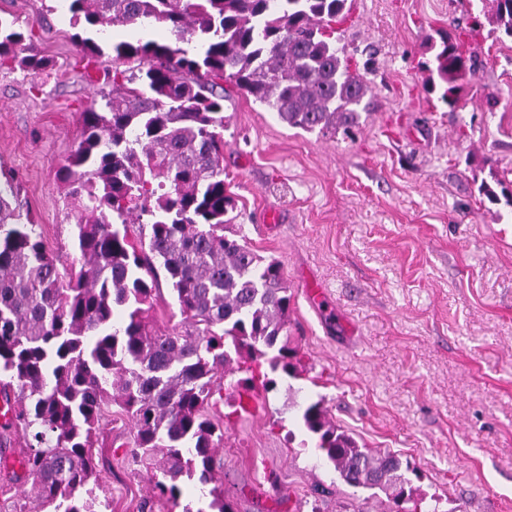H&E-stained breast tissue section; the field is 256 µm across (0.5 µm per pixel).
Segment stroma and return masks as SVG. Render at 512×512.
I'll return each mask as SVG.
<instances>
[{"label": "stroma", "instance_id": "1", "mask_svg": "<svg viewBox=\"0 0 512 512\" xmlns=\"http://www.w3.org/2000/svg\"><path fill=\"white\" fill-rule=\"evenodd\" d=\"M488 0H351L336 45L369 86L358 126L288 127L227 87L224 179L232 230L278 260L292 294L297 380H279L256 413L237 412L239 373L224 382L218 476L234 512H387L385 494L340 481L300 423L323 400L359 445L418 471L415 498L438 512H512V207L481 184L512 185V40L482 17ZM50 66L0 65V190L28 208L46 248L70 266L76 215L58 172L84 113L110 89V27L91 57L65 0H0ZM461 32L480 67L449 107L425 63ZM321 289L329 310L313 307ZM133 423L111 407L95 449L107 512H139L153 469L131 461ZM150 498V497H149Z\"/></svg>", "mask_w": 512, "mask_h": 512}]
</instances>
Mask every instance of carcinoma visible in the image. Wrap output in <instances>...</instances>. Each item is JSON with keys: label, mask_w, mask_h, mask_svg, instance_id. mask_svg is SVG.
<instances>
[{"label": "carcinoma", "mask_w": 512, "mask_h": 512, "mask_svg": "<svg viewBox=\"0 0 512 512\" xmlns=\"http://www.w3.org/2000/svg\"><path fill=\"white\" fill-rule=\"evenodd\" d=\"M348 0H69L75 22L100 30L146 22L173 42H120L101 110L84 112L77 148L60 170L79 213L80 269L62 268L18 198L0 193V394L11 433L27 440L11 481L36 512H101L93 448L104 411L133 422L132 455L161 452L152 496L177 502L179 484L212 485L211 512H233L214 486L223 468L221 374L230 352L250 391H273L268 371L293 375L283 335L290 296L281 264L224 234L234 200L224 181V93L218 81L292 128L334 131L359 119L366 82L336 47ZM488 22L512 38V0H491ZM24 33L0 20V59L24 51ZM196 41L192 55L179 47ZM38 73L49 61L20 58ZM478 60L459 37L435 49L429 79L451 104ZM138 224L139 239L129 224ZM166 272L185 332L154 330L157 267ZM303 426L341 480L378 489L393 512H422L394 456L377 455L327 416L322 401ZM30 490H25L26 485Z\"/></svg>", "instance_id": "obj_1"}]
</instances>
